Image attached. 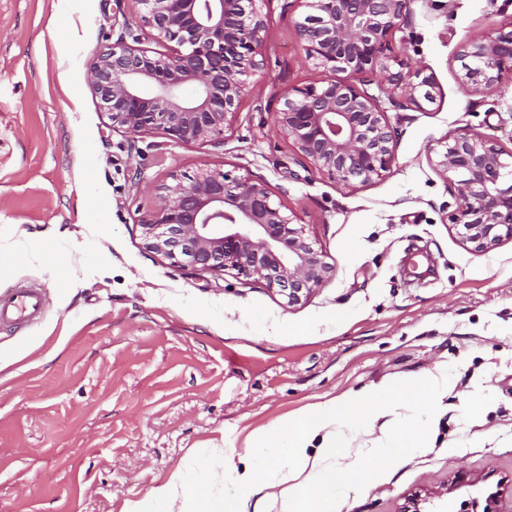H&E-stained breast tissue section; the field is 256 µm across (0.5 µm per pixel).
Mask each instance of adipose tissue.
Segmentation results:
<instances>
[{
  "instance_id": "obj_1",
  "label": "adipose tissue",
  "mask_w": 512,
  "mask_h": 512,
  "mask_svg": "<svg viewBox=\"0 0 512 512\" xmlns=\"http://www.w3.org/2000/svg\"><path fill=\"white\" fill-rule=\"evenodd\" d=\"M451 383L447 366L405 377L340 400L312 405L247 436L250 452L223 471L174 470L162 484L129 502L127 512H342L349 495L376 487L413 445L435 430ZM413 420L415 435L397 431L384 416ZM277 466H269V459Z\"/></svg>"
}]
</instances>
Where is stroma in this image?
<instances>
[{
    "mask_svg": "<svg viewBox=\"0 0 512 512\" xmlns=\"http://www.w3.org/2000/svg\"><path fill=\"white\" fill-rule=\"evenodd\" d=\"M264 67L223 146L134 140L99 110L86 74L132 0H0V293L33 287L37 318L0 326V512H125L211 445L245 454L252 429L311 404L448 367L430 447L342 512H400L467 478L455 501L512 512V240L475 254L429 162L454 131L512 150V80L473 94L457 54L512 23V0H414L399 49L433 102L389 109L397 161L343 187L307 171L272 113L317 81L298 5L258 0ZM238 167L286 202L335 266L285 308L258 282L193 272L146 250L140 225L173 175Z\"/></svg>",
    "mask_w": 512,
    "mask_h": 512,
    "instance_id": "obj_1",
    "label": "stroma"
}]
</instances>
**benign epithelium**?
<instances>
[{"mask_svg": "<svg viewBox=\"0 0 512 512\" xmlns=\"http://www.w3.org/2000/svg\"><path fill=\"white\" fill-rule=\"evenodd\" d=\"M136 15L114 19L117 39L89 65L100 109L137 139L222 146L224 133L264 58L267 22L256 0H134ZM305 58L325 77L280 93L278 130L315 173L342 186L382 178L396 163L398 130L382 107L433 101L431 77L394 48L413 0H296ZM152 42L155 47L145 46ZM460 81L495 90L512 75V30L470 41L459 56ZM348 74L346 78L336 73ZM377 84L379 94L367 86ZM433 168L456 188L447 221L473 253L512 240V152L477 134L439 142ZM143 246L193 271L233 270L262 282L292 308L333 275L291 210L264 179L232 169L200 168L163 187L153 218L141 224ZM456 483L410 498L401 512H454Z\"/></svg>", "mask_w": 512, "mask_h": 512, "instance_id": "7a95c632", "label": "benign epithelium"}]
</instances>
